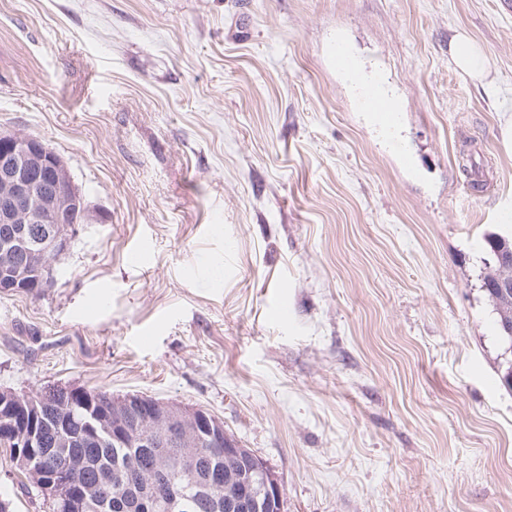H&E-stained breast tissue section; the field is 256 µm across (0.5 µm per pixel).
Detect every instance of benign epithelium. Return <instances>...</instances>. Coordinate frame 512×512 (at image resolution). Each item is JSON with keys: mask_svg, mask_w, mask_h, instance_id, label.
Returning <instances> with one entry per match:
<instances>
[{"mask_svg": "<svg viewBox=\"0 0 512 512\" xmlns=\"http://www.w3.org/2000/svg\"><path fill=\"white\" fill-rule=\"evenodd\" d=\"M89 211L84 195L73 185L63 159L39 139L14 132H0V249L11 262L0 266L1 291H26L31 271L54 273V262L69 247L71 225L66 212ZM499 271L490 287L512 299V253L496 258ZM11 425L0 429V443L13 454L16 466L43 487L48 497L83 512L87 497L95 488L76 492L60 469L46 465L49 457L69 443L71 435L62 429L47 442L37 427L40 406L27 393L0 391V411ZM92 445L112 442L119 447L161 448L175 443L185 459L196 457L200 447L224 449V457L240 466L239 495L224 501L226 512H268L273 503L283 505V490L276 476L254 454L224 430L222 422L202 409L175 402L128 395L112 402L106 411L88 409L83 421ZM153 480L166 483L165 491L153 497L156 512H174L184 506L187 487L159 467Z\"/></svg>", "mask_w": 512, "mask_h": 512, "instance_id": "obj_1", "label": "benign epithelium"}]
</instances>
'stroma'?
I'll return each instance as SVG.
<instances>
[{
    "instance_id": "35a3bbf8",
    "label": "stroma",
    "mask_w": 512,
    "mask_h": 512,
    "mask_svg": "<svg viewBox=\"0 0 512 512\" xmlns=\"http://www.w3.org/2000/svg\"><path fill=\"white\" fill-rule=\"evenodd\" d=\"M497 3L0 0V130L59 154L91 215L47 287L0 292V390L204 409L284 512H512L483 288L486 237L512 236ZM457 32L484 81L455 67ZM340 38L405 154L334 68ZM1 498L52 512L3 449ZM450 53L459 69L474 78H485L490 60L484 50L471 44L465 36L456 33L449 45Z\"/></svg>"
}]
</instances>
